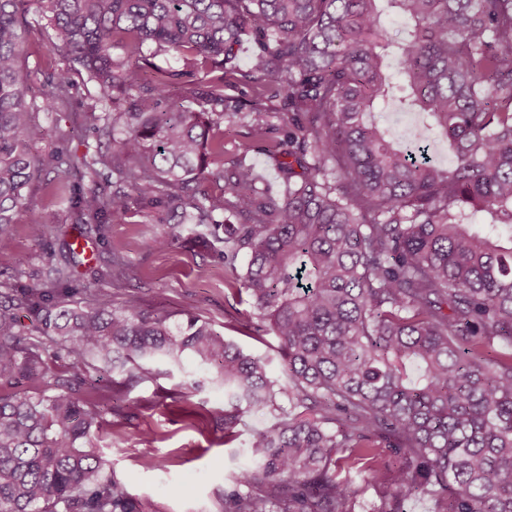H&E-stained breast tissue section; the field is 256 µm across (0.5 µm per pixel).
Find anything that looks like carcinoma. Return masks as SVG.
I'll list each match as a JSON object with an SVG mask.
<instances>
[{"mask_svg": "<svg viewBox=\"0 0 512 512\" xmlns=\"http://www.w3.org/2000/svg\"><path fill=\"white\" fill-rule=\"evenodd\" d=\"M30 1L98 87L84 125L119 135L112 152L71 151L57 125V148L35 153L46 130L23 65ZM377 2L0 0V238L46 168L77 178L53 195L85 238L109 214L160 212L210 246L225 288L254 309L248 336L278 339L284 376L195 316L174 329L166 314L113 308L64 239L65 260L49 252L37 283L22 269L0 280V387L26 385L0 394V512H144L93 446L98 404L44 359L57 338L71 367L95 370L78 381L91 392L129 363L192 352L224 386L227 444L243 414L279 412L251 434L256 467L225 512H354L358 478L392 487L373 512L431 493L438 512H512V0H385L409 21L397 40ZM245 37L256 51L243 103L224 95L223 72ZM161 52L184 70L158 65ZM73 87L68 67L44 76L43 95L62 111ZM393 99L423 115L419 143L448 144V168L394 142L378 118ZM274 117L287 135L268 146ZM247 118L242 154L268 153L277 196L244 161L224 166L222 124ZM27 228L59 239L47 215ZM138 275L110 255V285Z\"/></svg>", "mask_w": 512, "mask_h": 512, "instance_id": "obj_1", "label": "carcinoma"}]
</instances>
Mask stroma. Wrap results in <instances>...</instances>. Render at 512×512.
<instances>
[{"label": "stroma", "mask_w": 512, "mask_h": 512, "mask_svg": "<svg viewBox=\"0 0 512 512\" xmlns=\"http://www.w3.org/2000/svg\"><path fill=\"white\" fill-rule=\"evenodd\" d=\"M52 32L45 26L32 27L25 44V63L39 73L68 67L69 62L53 49ZM70 106L58 114L44 98H37L39 121L52 131L58 117L79 127L80 114L99 97V90L85 75L74 78ZM249 139L247 126L237 123L224 128V161L245 157L259 177L261 188L277 192L279 173L264 152L242 154ZM55 171L44 174L33 188L32 208L17 215L5 246H0V279L16 270L39 271L46 262L45 247L32 239L27 224L33 212L54 213L63 233L72 224L65 205L56 203L52 188L58 182ZM168 224L147 222L135 213L111 219L103 226L101 240L90 242L81 260L99 264L109 253L124 255L140 271L139 280L112 289L114 306L136 301L146 313H164L171 325L185 323L193 315L208 320L225 339L266 363L269 377L281 379L278 341L266 336L256 341L244 334L252 309L246 297H238L224 287V268L207 250L186 242L157 245L166 237ZM103 411L105 426L94 441L127 491L144 506L145 512H224V496L235 486L238 473L250 468L245 443L253 430L275 423L268 412L244 414L232 444L224 442V391L210 379L208 370L192 357L181 365L152 364L150 375L139 371H117L111 382L101 383L95 395ZM150 432L152 444L140 441Z\"/></svg>", "instance_id": "obj_1"}]
</instances>
